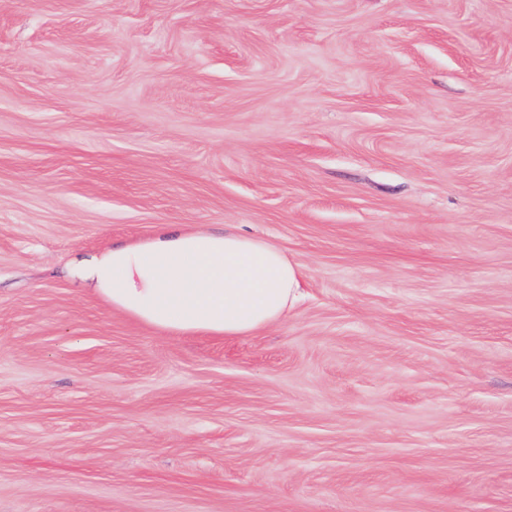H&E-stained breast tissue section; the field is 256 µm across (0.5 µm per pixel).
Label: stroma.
<instances>
[{"label":"stroma","mask_w":512,"mask_h":512,"mask_svg":"<svg viewBox=\"0 0 512 512\" xmlns=\"http://www.w3.org/2000/svg\"><path fill=\"white\" fill-rule=\"evenodd\" d=\"M160 224L302 300L69 279ZM0 512H512V0H0ZM67 267L80 288L167 336H247L301 298L299 263L240 233L160 227Z\"/></svg>","instance_id":"1"}]
</instances>
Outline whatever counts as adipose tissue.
<instances>
[{"instance_id": "adipose-tissue-1", "label": "adipose tissue", "mask_w": 512, "mask_h": 512, "mask_svg": "<svg viewBox=\"0 0 512 512\" xmlns=\"http://www.w3.org/2000/svg\"><path fill=\"white\" fill-rule=\"evenodd\" d=\"M68 273L112 309L167 336H247L301 298L299 263L270 241L224 231L161 227L77 255Z\"/></svg>"}]
</instances>
